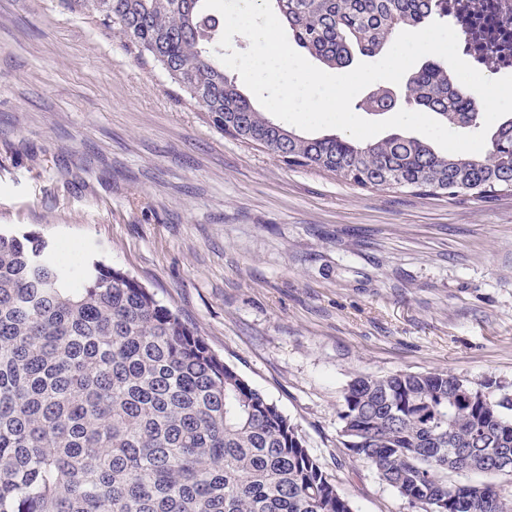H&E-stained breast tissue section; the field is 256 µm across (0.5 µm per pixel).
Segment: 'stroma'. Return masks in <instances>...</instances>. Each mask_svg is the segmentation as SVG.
Instances as JSON below:
<instances>
[{
  "mask_svg": "<svg viewBox=\"0 0 512 512\" xmlns=\"http://www.w3.org/2000/svg\"><path fill=\"white\" fill-rule=\"evenodd\" d=\"M123 269L297 425L354 512H421L352 457L359 374L512 394V193L376 190L224 135L64 0H0V227Z\"/></svg>",
  "mask_w": 512,
  "mask_h": 512,
  "instance_id": "1",
  "label": "stroma"
}]
</instances>
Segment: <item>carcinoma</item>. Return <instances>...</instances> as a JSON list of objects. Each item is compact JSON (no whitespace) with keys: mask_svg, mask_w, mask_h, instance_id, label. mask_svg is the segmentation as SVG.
<instances>
[{"mask_svg":"<svg viewBox=\"0 0 512 512\" xmlns=\"http://www.w3.org/2000/svg\"><path fill=\"white\" fill-rule=\"evenodd\" d=\"M207 112L224 134L377 190L483 199L512 192V114L479 153L426 138L310 137L257 110L224 74V22L203 0H67ZM293 41L329 68L380 54L448 15V0H272ZM405 103L480 129L476 93L447 64L409 74ZM396 109L378 88L359 105ZM343 445L423 512H512V399L444 371L357 375ZM478 474V484L448 475ZM0 512H353L298 427L126 272L79 273L35 231L0 229Z\"/></svg>","mask_w":512,"mask_h":512,"instance_id":"1","label":"carcinoma"}]
</instances>
